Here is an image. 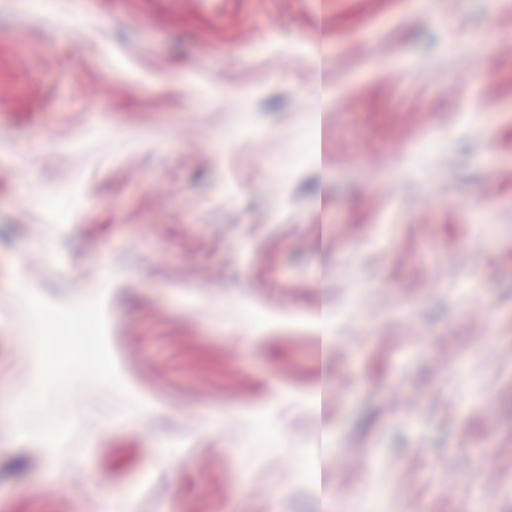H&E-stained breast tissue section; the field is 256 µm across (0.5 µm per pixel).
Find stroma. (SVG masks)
I'll return each mask as SVG.
<instances>
[{"instance_id": "stroma-1", "label": "stroma", "mask_w": 512, "mask_h": 512, "mask_svg": "<svg viewBox=\"0 0 512 512\" xmlns=\"http://www.w3.org/2000/svg\"><path fill=\"white\" fill-rule=\"evenodd\" d=\"M0 145V388L22 283L103 295L141 404L74 387L60 451L0 408V512H512V7L0 0Z\"/></svg>"}]
</instances>
